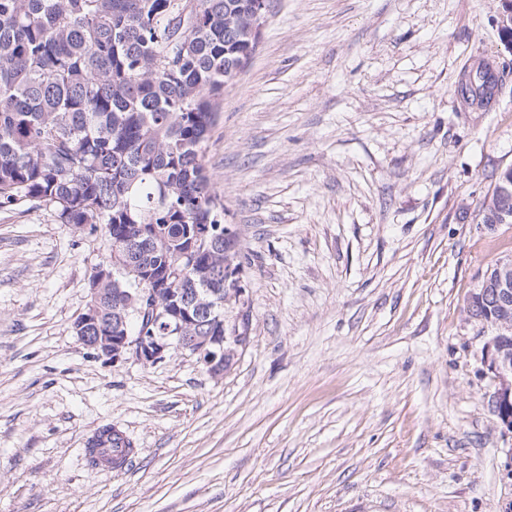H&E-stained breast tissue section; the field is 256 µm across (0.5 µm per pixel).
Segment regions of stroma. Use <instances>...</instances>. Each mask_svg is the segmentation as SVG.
I'll list each match as a JSON object with an SVG mask.
<instances>
[{
	"label": "stroma",
	"mask_w": 512,
	"mask_h": 512,
	"mask_svg": "<svg viewBox=\"0 0 512 512\" xmlns=\"http://www.w3.org/2000/svg\"><path fill=\"white\" fill-rule=\"evenodd\" d=\"M501 0H270L205 145L245 336L224 375L170 352L97 358L74 332L101 233L0 209V512H512L478 273L512 224L478 222L512 165ZM490 61L491 104L462 106ZM136 453L112 473L104 425ZM105 435H108L106 441L110 442L112 449L101 448V451L104 452L102 453L104 461L110 466V469H112V463L116 466L122 465L131 455L135 454L134 443L121 430L112 426H104L88 442L86 456H88L87 460L91 465L96 464L98 461L96 456L98 454V440ZM112 452L115 453L113 457ZM109 458H112V461Z\"/></svg>",
	"instance_id": "stroma-1"
}]
</instances>
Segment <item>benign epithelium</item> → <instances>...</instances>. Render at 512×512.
Masks as SVG:
<instances>
[{
  "label": "benign epithelium",
  "mask_w": 512,
  "mask_h": 512,
  "mask_svg": "<svg viewBox=\"0 0 512 512\" xmlns=\"http://www.w3.org/2000/svg\"><path fill=\"white\" fill-rule=\"evenodd\" d=\"M502 2L498 27L504 42L512 46V0ZM480 216L483 226L490 230L512 222V165L500 171L498 182L482 203ZM112 271L143 277L141 269L116 254L112 255ZM464 312L467 320L484 333L482 363L493 381L490 402L500 432L512 435V253L499 256L478 274ZM183 314L185 320L173 322L168 319L170 312L164 311L156 321V331L147 335L110 336L99 329L100 310L93 305L85 309L75 329L84 345L114 364L132 357L143 365H153L175 349L199 357L210 374L223 375L246 337L224 335L222 321L217 332L185 335L189 322L199 321L210 327L216 322L215 306L198 292L184 298ZM92 326L97 328L95 336L88 335Z\"/></svg>",
  "instance_id": "1"
}]
</instances>
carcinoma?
<instances>
[{"label":"carcinoma","instance_id":"cac0c4a2","mask_svg":"<svg viewBox=\"0 0 512 512\" xmlns=\"http://www.w3.org/2000/svg\"><path fill=\"white\" fill-rule=\"evenodd\" d=\"M268 0H0V208H49L78 233L102 232L111 251L147 269L146 281L93 268L105 289L101 320L140 335L148 316L112 324L140 289L224 293V204L203 144L224 88L254 55L245 35ZM124 464L121 430L98 440Z\"/></svg>","mask_w":512,"mask_h":512}]
</instances>
